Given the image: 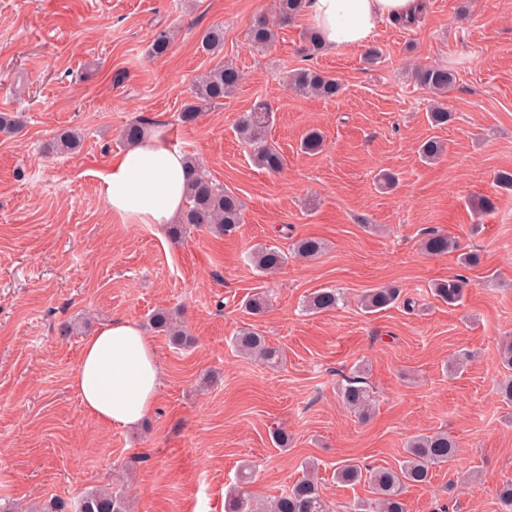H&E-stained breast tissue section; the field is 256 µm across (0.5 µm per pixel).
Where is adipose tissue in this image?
I'll use <instances>...</instances> for the list:
<instances>
[{"label":"adipose tissue","instance_id":"1","mask_svg":"<svg viewBox=\"0 0 512 512\" xmlns=\"http://www.w3.org/2000/svg\"><path fill=\"white\" fill-rule=\"evenodd\" d=\"M419 0H305L311 28L329 50L366 45L385 23L417 13ZM112 214L132 224L167 225L186 204L189 161L158 134L147 135L98 172ZM163 376L153 340L125 317L102 324L83 343L71 384L87 413L114 428L136 427L154 406Z\"/></svg>","mask_w":512,"mask_h":512}]
</instances>
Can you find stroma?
Instances as JSON below:
<instances>
[{"instance_id":"1","label":"stroma","mask_w":512,"mask_h":512,"mask_svg":"<svg viewBox=\"0 0 512 512\" xmlns=\"http://www.w3.org/2000/svg\"><path fill=\"white\" fill-rule=\"evenodd\" d=\"M411 26H382L364 49L304 53V16L279 29L272 47L252 49L248 33L271 17L273 0H0V113L21 129L0 136V503L38 512L43 501H77L106 487L131 512H224L242 465L246 497L270 500L316 462L328 500L346 506L372 496L367 483L341 485L336 465L353 459L394 467L410 439L448 432L458 455L429 485L407 487L408 512H497L495 488L512 482V404L497 385L500 345L512 336V0H423ZM224 33L215 54L202 35ZM174 39L149 54L156 32ZM230 63L243 74L232 95L192 124L179 122L195 78ZM445 66L451 120L432 126L433 91L413 74ZM310 68L338 78L334 99L294 93L287 78ZM272 110L267 142L280 172L252 161L238 116L256 101ZM144 119L171 146L243 204L234 234L126 224L106 207L98 172L126 148L120 131ZM320 153L301 150L309 128ZM77 130L72 154L47 151L61 129ZM438 138L445 157L425 163L420 144ZM397 178L382 189L380 171ZM496 209L471 210L478 196ZM457 242L423 252L426 231ZM316 236L325 249L289 259L276 273L254 268L265 243L288 248ZM477 253L474 265L461 254ZM453 275L468 282L461 305L431 293ZM397 285L402 300L368 314V289ZM337 288L344 303L311 314L306 297ZM265 292L264 315L243 301ZM176 313L193 342L152 333L164 370L159 397L138 429L110 428L83 408L71 386L81 347L101 322L147 324ZM74 327L63 335L64 324ZM261 330L285 354L272 369L236 351L242 328ZM361 377L369 418L338 397ZM288 433L287 448L272 441Z\"/></svg>"}]
</instances>
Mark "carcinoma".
Returning <instances> with one entry per match:
<instances>
[{
    "mask_svg": "<svg viewBox=\"0 0 512 512\" xmlns=\"http://www.w3.org/2000/svg\"><path fill=\"white\" fill-rule=\"evenodd\" d=\"M304 0H277L275 12L270 19L258 21L250 31L251 46L262 51L270 47L276 38V28L295 19L303 11ZM418 82L429 87L438 95L448 93L455 83L454 74L444 67L428 66L415 71ZM242 80L237 67L226 64L213 69L196 79L194 101L179 115L180 121L192 124L201 112L215 106ZM289 85L301 95H315L325 99H335L343 91L341 83L316 70L301 69L289 76ZM271 113L267 104L257 101L237 120V129L242 139L250 146L255 164L269 172L282 169V156L266 141V131L270 125ZM148 123L132 122L125 126L122 140L131 145L147 132ZM79 144V136L73 131L63 130L52 142L53 150L66 153ZM302 149L316 154L323 148V137L316 129L308 130L301 143ZM423 159L433 162L445 152L443 144L435 139L425 141L420 148ZM192 175L188 189V203L180 222L171 228V236L178 238L186 226L207 225L220 235H229L242 223V204L237 196L212 181L196 164L191 162ZM452 246L448 236L431 232L423 240L422 248L430 256L448 252ZM324 250V241L317 237H303L292 244V252L287 254L275 246L261 244L251 253L254 267L264 274L279 270L288 257L308 259ZM466 282L458 277H450L434 284L432 292L441 301L454 305L463 299ZM400 289L382 286L369 289L361 298L362 307L372 313L381 312L396 304ZM344 301L343 293L337 288H322L311 293L305 301V310L321 313L333 310ZM245 309L253 315H261L267 310V296L263 293L247 297ZM150 326L168 336L170 342L183 346L189 342L183 325L171 313L160 310L150 318ZM236 349L257 357L270 367L283 361V351L270 345L266 337L257 329L239 330L232 340ZM343 401L351 408L366 413L369 411V395L362 379L351 378L340 391ZM457 455V444L446 432L421 435L407 445L404 460L395 468L363 466L350 459L336 465V479L342 484H352L360 480L367 482L373 494L368 501L353 503L347 512H407L403 499L404 490L409 485H426L430 482L435 468L448 464ZM499 512H512V483H504L496 490ZM225 512H334L323 498L312 473H307L300 481L285 492L266 503L252 505L240 489H234L224 502ZM41 512H131L130 501L107 489H94L87 492L72 505L61 498L44 502Z\"/></svg>",
    "mask_w": 512,
    "mask_h": 512,
    "instance_id": "carcinoma-1",
    "label": "carcinoma"
}]
</instances>
